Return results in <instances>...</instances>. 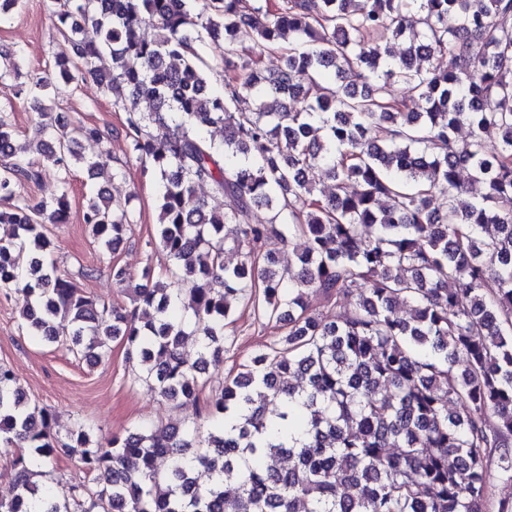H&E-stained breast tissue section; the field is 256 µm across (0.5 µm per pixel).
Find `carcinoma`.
<instances>
[{"mask_svg": "<svg viewBox=\"0 0 512 512\" xmlns=\"http://www.w3.org/2000/svg\"><path fill=\"white\" fill-rule=\"evenodd\" d=\"M311 2L202 0L194 15L187 0H52L68 54L56 80L26 87L39 109L27 147L0 107V292L16 295L19 329L94 362L118 341L170 402L206 388L240 302L287 330L214 391L202 425L103 443L73 430L96 487L77 482L64 503L37 481L56 459L51 417L0 363V442L18 449L0 512H488L492 460L512 475V0ZM249 42L288 44L283 66L244 57ZM220 43L217 91L203 50ZM23 54L0 49V81L21 76ZM77 79L112 95L158 181L150 245L168 266L147 256L130 310L87 296L88 270L61 274L53 258L48 225L69 223L76 166L100 185L81 215L95 243L116 250L134 223L105 194L127 171L75 149L104 132L42 103ZM47 167L61 193L32 205L24 188ZM203 183L235 205L209 208ZM272 237L306 239L295 267L264 250ZM310 289L345 311L311 308ZM401 305L412 320L393 316Z\"/></svg>", "mask_w": 512, "mask_h": 512, "instance_id": "obj_1", "label": "carcinoma"}]
</instances>
